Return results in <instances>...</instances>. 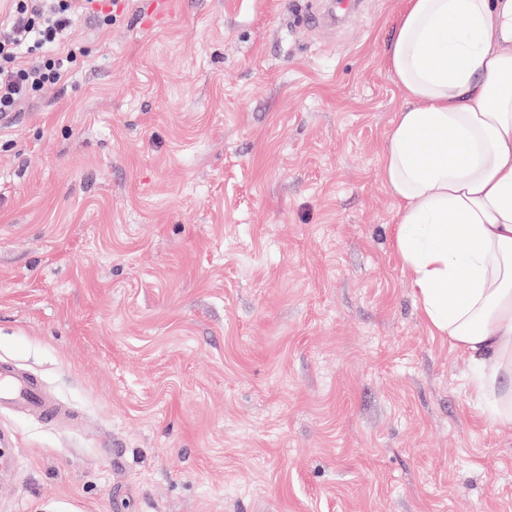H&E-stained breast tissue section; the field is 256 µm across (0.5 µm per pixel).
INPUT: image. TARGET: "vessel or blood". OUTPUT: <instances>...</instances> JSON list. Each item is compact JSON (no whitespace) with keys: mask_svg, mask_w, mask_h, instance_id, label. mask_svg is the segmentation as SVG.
<instances>
[{"mask_svg":"<svg viewBox=\"0 0 512 512\" xmlns=\"http://www.w3.org/2000/svg\"><path fill=\"white\" fill-rule=\"evenodd\" d=\"M1 410L45 421L70 415L68 407L46 392L39 376L8 360H0Z\"/></svg>","mask_w":512,"mask_h":512,"instance_id":"obj_1","label":"vessel or blood"}]
</instances>
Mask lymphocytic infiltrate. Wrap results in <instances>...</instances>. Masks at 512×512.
<instances>
[{"label": "lymphocytic infiltrate", "mask_w": 512, "mask_h": 512, "mask_svg": "<svg viewBox=\"0 0 512 512\" xmlns=\"http://www.w3.org/2000/svg\"><path fill=\"white\" fill-rule=\"evenodd\" d=\"M8 32L0 36V116L43 96L65 79L83 50L70 40L82 10L106 0H10ZM35 55L23 62L22 52Z\"/></svg>", "instance_id": "obj_1"}]
</instances>
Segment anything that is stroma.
<instances>
[{
  "mask_svg": "<svg viewBox=\"0 0 512 512\" xmlns=\"http://www.w3.org/2000/svg\"><path fill=\"white\" fill-rule=\"evenodd\" d=\"M118 0L0 120V512H512V424L422 317L382 152L402 0ZM1 410L45 421L71 414L68 407L46 392L39 376L8 360H0Z\"/></svg>",
  "mask_w": 512,
  "mask_h": 512,
  "instance_id": "stroma-1",
  "label": "stroma"
}]
</instances>
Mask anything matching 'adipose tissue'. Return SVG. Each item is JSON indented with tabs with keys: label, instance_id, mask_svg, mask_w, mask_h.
I'll return each instance as SVG.
<instances>
[{
	"label": "adipose tissue",
	"instance_id": "1",
	"mask_svg": "<svg viewBox=\"0 0 512 512\" xmlns=\"http://www.w3.org/2000/svg\"><path fill=\"white\" fill-rule=\"evenodd\" d=\"M387 63L404 101L382 154L397 252L430 330L512 423V0H405Z\"/></svg>",
	"mask_w": 512,
	"mask_h": 512
}]
</instances>
